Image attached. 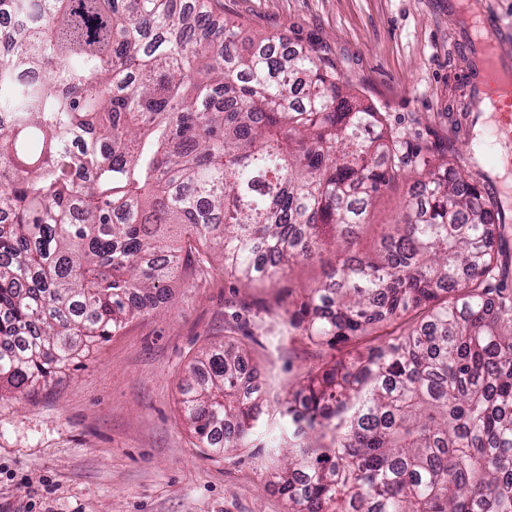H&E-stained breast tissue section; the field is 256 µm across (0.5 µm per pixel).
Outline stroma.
Here are the masks:
<instances>
[{"label": "stroma", "instance_id": "obj_1", "mask_svg": "<svg viewBox=\"0 0 512 512\" xmlns=\"http://www.w3.org/2000/svg\"><path fill=\"white\" fill-rule=\"evenodd\" d=\"M242 33L313 45L337 62L394 136L436 144L432 162L461 161L474 110L467 59L448 0H220ZM405 178L372 208L364 245L403 215ZM335 251L286 268L274 285L241 287L223 271L170 285L162 311L137 315L26 398H0V512H288L268 482L271 448L218 456L187 427L178 381L212 343L247 351L275 393L307 370L366 353L368 335L318 352L278 335L284 302L323 279Z\"/></svg>", "mask_w": 512, "mask_h": 512}]
</instances>
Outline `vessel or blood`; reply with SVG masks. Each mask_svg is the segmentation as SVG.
Wrapping results in <instances>:
<instances>
[{"instance_id":"vessel-or-blood-1","label":"vessel or blood","mask_w":512,"mask_h":512,"mask_svg":"<svg viewBox=\"0 0 512 512\" xmlns=\"http://www.w3.org/2000/svg\"><path fill=\"white\" fill-rule=\"evenodd\" d=\"M448 13L460 26L464 48L473 56L469 84L479 113L478 129L484 140L478 149H465L464 161L481 171L487 192L495 197L505 193L503 172L512 173V162L499 169L492 150L502 128L512 126V20L485 0H448Z\"/></svg>"}]
</instances>
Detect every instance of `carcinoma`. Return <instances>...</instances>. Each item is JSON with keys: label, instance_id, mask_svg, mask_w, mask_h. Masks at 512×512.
<instances>
[{"label": "carcinoma", "instance_id": "carcinoma-1", "mask_svg": "<svg viewBox=\"0 0 512 512\" xmlns=\"http://www.w3.org/2000/svg\"><path fill=\"white\" fill-rule=\"evenodd\" d=\"M32 12L0 58V396L159 310L192 264L252 288L331 244L282 328L321 350L395 330L271 401L213 345L179 383L199 443L286 449L288 512H512V289L480 181L393 139L315 48L277 54L202 2L0 0ZM410 168L404 221L362 251Z\"/></svg>", "mask_w": 512, "mask_h": 512}]
</instances>
